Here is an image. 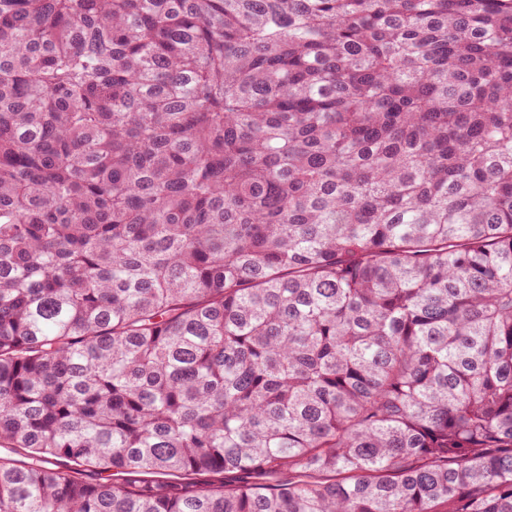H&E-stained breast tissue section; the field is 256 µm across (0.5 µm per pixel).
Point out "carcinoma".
<instances>
[{"label": "carcinoma", "mask_w": 512, "mask_h": 512, "mask_svg": "<svg viewBox=\"0 0 512 512\" xmlns=\"http://www.w3.org/2000/svg\"><path fill=\"white\" fill-rule=\"evenodd\" d=\"M0 447V512H512V0H0Z\"/></svg>", "instance_id": "1"}]
</instances>
